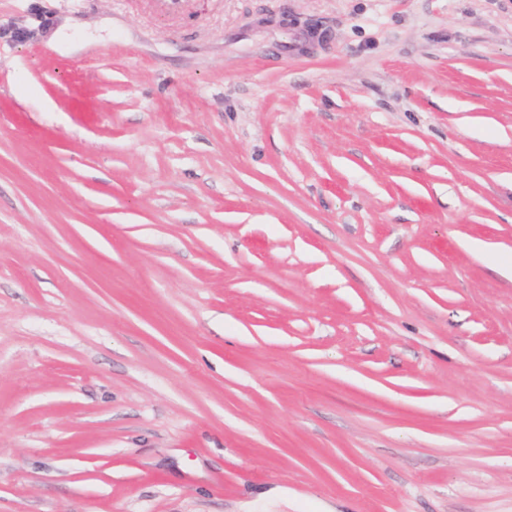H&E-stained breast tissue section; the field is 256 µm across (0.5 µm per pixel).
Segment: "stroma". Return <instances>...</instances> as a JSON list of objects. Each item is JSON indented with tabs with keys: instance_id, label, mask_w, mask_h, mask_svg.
Listing matches in <instances>:
<instances>
[{
	"instance_id": "stroma-1",
	"label": "stroma",
	"mask_w": 512,
	"mask_h": 512,
	"mask_svg": "<svg viewBox=\"0 0 512 512\" xmlns=\"http://www.w3.org/2000/svg\"><path fill=\"white\" fill-rule=\"evenodd\" d=\"M511 263L512 0H0V512H512Z\"/></svg>"
}]
</instances>
